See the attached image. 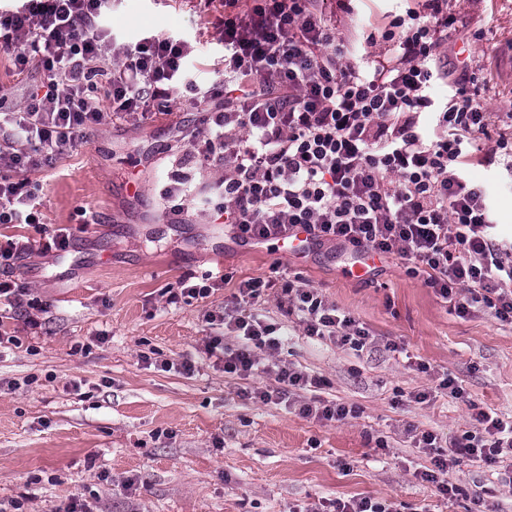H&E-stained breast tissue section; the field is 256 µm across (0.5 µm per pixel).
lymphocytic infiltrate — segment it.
<instances>
[{
	"instance_id": "lymphocytic-infiltrate-1",
	"label": "lymphocytic infiltrate",
	"mask_w": 512,
	"mask_h": 512,
	"mask_svg": "<svg viewBox=\"0 0 512 512\" xmlns=\"http://www.w3.org/2000/svg\"><path fill=\"white\" fill-rule=\"evenodd\" d=\"M224 0L217 24L224 41V85L189 132L190 160L224 170L208 192L216 219L241 242L287 241L302 228L313 244L334 242L351 254L396 255L458 314L491 309L512 324V241L498 239L486 190L468 169L512 156V138L497 152L473 150L493 114L469 78L450 79L441 48L460 20L448 0H423L392 18L383 50L360 55L336 34L326 0ZM112 0H19L0 7V49L18 73L41 78L13 106L0 101V224H37V187L29 172L53 165L112 118L143 119L149 107L169 116L177 86L192 88L187 62L196 41L150 35L127 43L106 25ZM449 85L446 97L438 86ZM104 86V98L94 94ZM287 315L305 336L361 351L375 338L316 288L286 287ZM210 322L233 321L241 336L207 343L208 357L230 374L272 376L252 392L263 403L289 390L319 387L320 378L280 360L277 327L224 308ZM476 431L437 451L423 480L445 495L450 456L495 464L512 461V423L473 414Z\"/></svg>"
}]
</instances>
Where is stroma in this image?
<instances>
[{"label":"stroma","instance_id":"1","mask_svg":"<svg viewBox=\"0 0 512 512\" xmlns=\"http://www.w3.org/2000/svg\"><path fill=\"white\" fill-rule=\"evenodd\" d=\"M414 5L357 0L337 31L372 32L381 16ZM448 10L465 23L449 32V53L468 52L480 100L512 113V0H448ZM223 12L221 0H120L111 21L132 40H200L197 88L178 90L171 103L195 119L224 80L214 26ZM187 150L170 117L113 121L31 173L44 229L0 225V235L35 244L46 229L72 237L63 255L36 252L0 268V279L25 282L48 306L33 329L0 305V512H62L73 501L88 512H328L364 497L393 512H512L504 467L458 459L448 479L460 493L449 497L421 479L430 452L413 439L427 431L450 447L472 431L477 408L512 421V325L484 309L458 316L396 256L355 278L344 273L351 256L334 244L287 255L272 241L239 242L194 200L173 213V174L196 192L222 175L185 163ZM469 177L487 190L496 235L512 240V174L495 163L472 166ZM85 209L98 223H82ZM207 270L225 276L209 297L168 303L167 288ZM249 278L273 286L237 301ZM289 282L322 289L376 344L356 352L305 336L283 313ZM232 301L243 315L283 326V359L324 386L262 403L249 394L265 377L228 374L199 357L209 337L236 344L235 329L205 320ZM391 342L400 351L388 350ZM188 357L189 374L179 368ZM446 377L461 397L440 389ZM420 392L425 402L415 401ZM313 399L356 414L342 422L299 415L298 401Z\"/></svg>","mask_w":512,"mask_h":512}]
</instances>
